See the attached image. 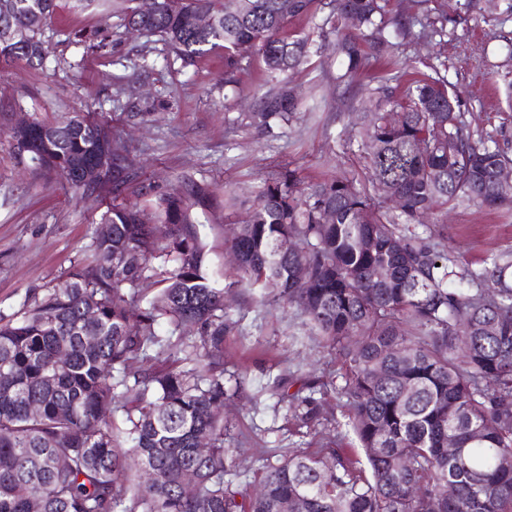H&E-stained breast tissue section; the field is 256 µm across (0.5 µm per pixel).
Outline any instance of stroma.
<instances>
[{
	"instance_id": "obj_1",
	"label": "stroma",
	"mask_w": 512,
	"mask_h": 512,
	"mask_svg": "<svg viewBox=\"0 0 512 512\" xmlns=\"http://www.w3.org/2000/svg\"><path fill=\"white\" fill-rule=\"evenodd\" d=\"M395 11L433 25L438 34L385 46L353 82H337L343 68L329 10L295 23L309 39L306 58L288 79L302 96L297 120L259 131L242 125L243 112L269 89L262 58L240 86L224 84V60L215 53L198 66L167 64L161 44L113 29L105 50L90 54L73 41L76 31L103 28L105 19L60 0L44 31L50 51L46 68L17 64L0 68V111L53 119L92 112L107 119L129 145L131 160L159 187L182 173L210 183L216 198L237 191L233 213L243 219L250 192L271 174L296 171L304 183L325 175L363 179L359 158L361 107L367 87L386 75L390 56L410 60L423 73L444 76L457 90L460 110L472 128L512 152V0H393ZM97 206L77 202L58 180L37 176L16 158L0 135V315L19 311L33 295L63 279L88 252L97 229ZM206 226L210 270L223 281L227 268L224 207L201 216ZM457 261L472 268L512 251V218L477 205H462L433 226ZM235 323L224 340L229 369L246 371L257 403L234 399L224 407L225 447L233 449L242 473L235 482L253 489L261 448H288L295 439L274 415L267 388L283 369L296 377L337 374L339 363L307 341L294 310L252 303L236 288L224 300Z\"/></svg>"
}]
</instances>
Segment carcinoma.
Here are the masks:
<instances>
[{
    "instance_id": "obj_1",
    "label": "carcinoma",
    "mask_w": 512,
    "mask_h": 512,
    "mask_svg": "<svg viewBox=\"0 0 512 512\" xmlns=\"http://www.w3.org/2000/svg\"><path fill=\"white\" fill-rule=\"evenodd\" d=\"M82 2L158 37L184 67L224 51L226 85L260 55L270 88L245 114L250 126L287 123L299 110L286 74L308 39L289 27L321 0H158L149 14L140 0ZM329 6L346 59L340 82L365 71L373 50L412 34L391 0ZM56 9L57 0H0L1 67L46 68L43 35ZM74 43L109 45L104 31L76 33ZM390 68L365 103L368 185L336 175L303 188L288 169L265 179L247 219L229 229L236 262L222 288L199 221L214 206L210 184L190 175L166 189L145 182L122 165L126 141L88 114L13 126L0 113L18 159L105 207L100 223L111 226L64 279L0 316V512H30L35 499L40 512H280L286 501L300 512H512V262L461 266L432 235L409 230L470 202L512 214V193L493 180L512 155L471 130L447 80L404 61ZM95 169L109 200L82 182ZM390 193L400 208L387 204ZM238 286L256 304L271 296L296 308L307 339L334 352L344 379L339 389L328 376L292 392L293 372L275 377L269 392L293 433L336 439L313 452L260 451L254 493L229 480L240 469L224 447L221 411L250 389L247 373L224 367L233 325L224 291ZM334 390L343 424L325 407ZM190 469L198 485L187 492Z\"/></svg>"
}]
</instances>
